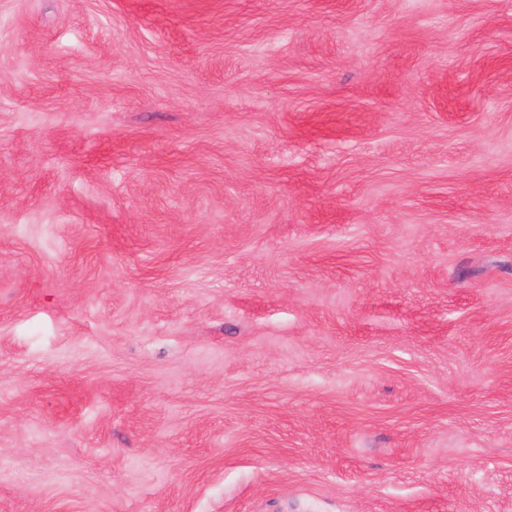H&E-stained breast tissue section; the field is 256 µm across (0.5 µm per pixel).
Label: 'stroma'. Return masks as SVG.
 Here are the masks:
<instances>
[{"label": "stroma", "instance_id": "35a3bbf8", "mask_svg": "<svg viewBox=\"0 0 512 512\" xmlns=\"http://www.w3.org/2000/svg\"><path fill=\"white\" fill-rule=\"evenodd\" d=\"M0 512H512V0H0Z\"/></svg>", "mask_w": 512, "mask_h": 512}]
</instances>
